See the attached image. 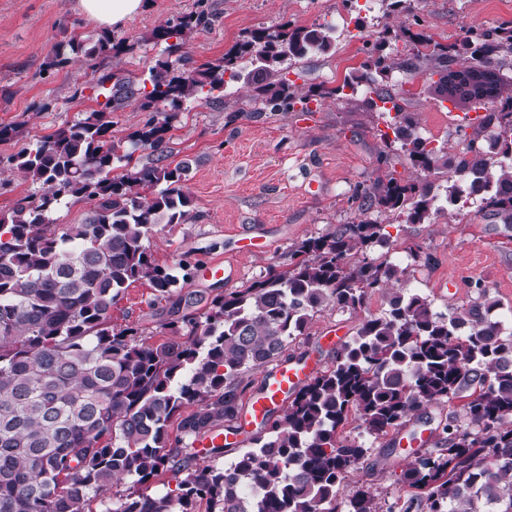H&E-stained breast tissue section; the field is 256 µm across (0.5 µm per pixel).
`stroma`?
<instances>
[{"mask_svg":"<svg viewBox=\"0 0 512 512\" xmlns=\"http://www.w3.org/2000/svg\"><path fill=\"white\" fill-rule=\"evenodd\" d=\"M195 0H144L143 10L117 28L133 50L108 56L72 57L61 70L46 69L55 45L71 33L95 41L101 31L82 17L77 0H0V124L19 122L29 139L53 133L74 123L95 106V93L86 83L95 70L105 68L123 76L144 78L155 60L163 57L164 43L153 30L175 13L193 10ZM216 21L211 29L194 33L185 49L196 64L223 56L246 32L288 24L308 26L335 12L342 13L335 46L294 61L288 76L298 84L327 90L312 97L306 111L266 112L257 118L241 116L251 89L237 82L225 88L222 103L185 102L174 114L169 131L171 162H188L184 189L199 215L193 224H163L149 240L155 263L179 272L182 262L204 265L219 261L231 268L228 279L194 275L179 280L183 291L207 296L249 286L269 267H287L291 249L302 240L324 235L339 224L357 220L351 195L358 185L371 184L378 175L377 157L389 151V167L396 177L412 180L418 174L409 157L387 150L380 134L386 117L368 109L362 93L330 97L345 77L362 72L372 48L394 58L403 56V28L414 27L443 45H452L472 25L512 28V0H414L404 12L382 0L378 12L358 11L352 0H209ZM85 84L84 97L72 99L75 84ZM423 133L447 143L448 100L435 95L425 74L392 72L380 80ZM38 102L47 111L35 110ZM386 244L374 256L403 261L408 245L431 255L430 265L417 266L408 287L428 297L441 311L466 304L469 282H481L502 303L505 324L512 328V228L505 227L479 204L456 210L424 224L397 222L388 228ZM264 235L266 250L236 252L245 235ZM147 283L131 285L112 308V322L133 326L151 343L172 340L163 328L161 306L152 304ZM360 314L324 307L315 316L308 337L288 344L283 358L312 355L324 366L335 360V346L322 336L331 328L354 334ZM339 433L347 439H365L369 451L351 468L346 489L364 487L377 498L409 496L400 474L406 453L400 434L364 437L356 417H349Z\"/></svg>","mask_w":512,"mask_h":512,"instance_id":"35a3bbf8","label":"stroma"}]
</instances>
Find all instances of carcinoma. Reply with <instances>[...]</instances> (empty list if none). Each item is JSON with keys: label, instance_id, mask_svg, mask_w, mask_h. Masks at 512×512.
<instances>
[{"label": "carcinoma", "instance_id": "cac0c4a2", "mask_svg": "<svg viewBox=\"0 0 512 512\" xmlns=\"http://www.w3.org/2000/svg\"><path fill=\"white\" fill-rule=\"evenodd\" d=\"M209 0L173 15L153 31L167 43L149 77L136 81L102 72L95 79L98 108L73 124L0 159L39 186L0 211V512H512V332L500 301L481 283L468 305L437 312L428 298L409 293L410 265L368 258L397 219L421 224L445 207L480 198L512 225V92L481 103L484 122L460 147H428L417 123L397 110L381 134L410 157L420 175L402 183L388 175L352 195L361 219L338 224L294 246L288 268L272 269L247 288L211 298L175 293L178 278L152 259L145 241L159 224L195 219L183 191L189 165L167 163L169 122L157 115L186 100L214 102L224 74L252 88L256 108L291 112L316 95L281 75L285 59L331 49L322 25L251 33L224 57L199 67L184 46L211 28ZM405 57L377 55L367 65L386 77L399 69L438 76L443 95L455 57L471 67L496 68L512 54V28L471 26L457 46L435 45L423 32H401ZM132 49L106 31L96 42L76 35L56 46L47 62L60 70L80 53L95 57ZM370 80L375 97L392 100L373 76L353 75L335 96ZM133 106L148 119L130 141L150 162L127 168L133 153L112 140V114ZM69 200L90 206L81 224L58 225L49 214ZM374 211L376 218H368ZM153 291L151 305L177 295L165 327L186 340L150 343L134 326H112V304L134 283ZM375 294L388 308L369 313L336 351L333 365L298 390L229 467L198 465L194 443L237 419L240 377L275 361L285 346L310 335L326 305L353 312ZM479 393L450 413L435 448L415 452L402 478L416 490L407 499L379 502L359 488L344 496L349 470L368 449L337 432L358 415L379 437L405 426L423 406L452 404L467 389ZM192 408L184 416L182 410ZM180 417V436L169 426ZM161 471L176 487L164 494L108 491L127 478L149 483Z\"/></svg>", "mask_w": 512, "mask_h": 512}]
</instances>
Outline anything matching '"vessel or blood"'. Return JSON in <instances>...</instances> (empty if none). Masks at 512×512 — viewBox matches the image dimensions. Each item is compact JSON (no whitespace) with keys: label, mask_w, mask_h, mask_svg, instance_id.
<instances>
[{"label":"vessel or blood","mask_w":512,"mask_h":512,"mask_svg":"<svg viewBox=\"0 0 512 512\" xmlns=\"http://www.w3.org/2000/svg\"><path fill=\"white\" fill-rule=\"evenodd\" d=\"M321 365L319 358L310 356L299 361H284L267 370L263 389L250 398L243 419L224 431L200 439L199 447L208 448L214 444L243 447L256 431L261 430L272 411L319 372Z\"/></svg>","instance_id":"1"}]
</instances>
